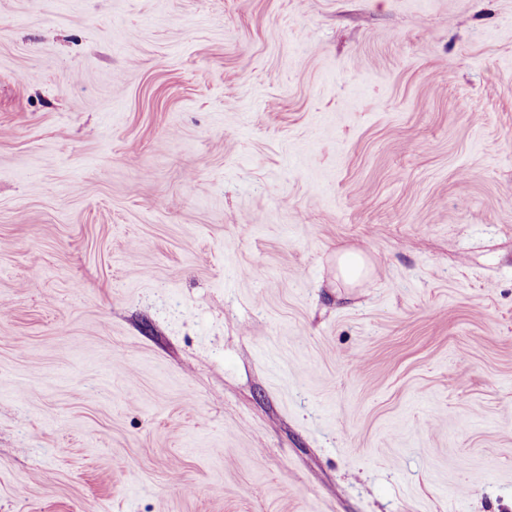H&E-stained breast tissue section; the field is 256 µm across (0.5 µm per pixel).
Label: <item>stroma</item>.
<instances>
[{"instance_id":"1","label":"stroma","mask_w":512,"mask_h":512,"mask_svg":"<svg viewBox=\"0 0 512 512\" xmlns=\"http://www.w3.org/2000/svg\"><path fill=\"white\" fill-rule=\"evenodd\" d=\"M0 512H512V0H0ZM338 271L345 284L354 285L366 276L367 266L360 254L344 251L338 257Z\"/></svg>"}]
</instances>
